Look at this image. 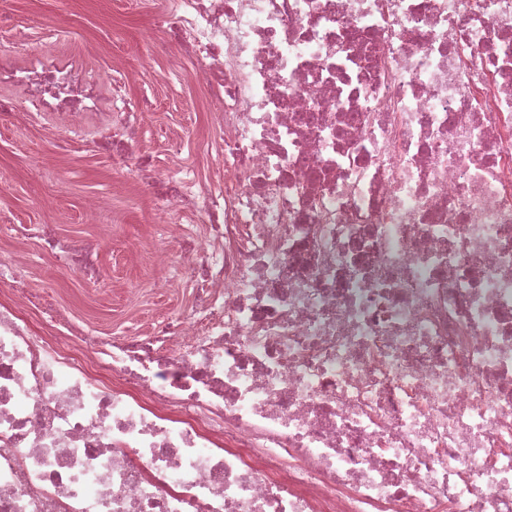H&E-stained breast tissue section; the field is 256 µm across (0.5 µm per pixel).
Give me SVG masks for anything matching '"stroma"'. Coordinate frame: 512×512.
<instances>
[{"label":"stroma","mask_w":512,"mask_h":512,"mask_svg":"<svg viewBox=\"0 0 512 512\" xmlns=\"http://www.w3.org/2000/svg\"><path fill=\"white\" fill-rule=\"evenodd\" d=\"M168 2L0 0V42H25L30 58L75 59L91 76L106 70L125 81L127 100L150 108L133 152L153 155L159 177L187 168L202 176L211 165L201 149L213 138L210 94L194 78L193 64L173 68L175 50L153 25ZM102 97L104 114L64 149L49 115L19 128L0 125V223L54 224L62 233L95 238L104 278L92 287L25 245L15 250L36 286L52 289L62 307L95 330L116 336L185 310L188 296L161 287L157 277L156 245L166 230L156 221L150 188L134 170L114 168L111 156L92 143L113 109L111 87H103ZM173 137L182 140L177 156L167 150ZM92 200L101 210L96 224L85 217Z\"/></svg>","instance_id":"obj_1"}]
</instances>
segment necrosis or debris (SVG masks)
I'll list each match as a JSON object with an SVG mask.
<instances>
[{
    "label": "necrosis or debris",
    "instance_id": "necrosis-or-debris-1",
    "mask_svg": "<svg viewBox=\"0 0 512 512\" xmlns=\"http://www.w3.org/2000/svg\"><path fill=\"white\" fill-rule=\"evenodd\" d=\"M218 159L151 185L189 307L93 333L4 224L0 512H512V0H172ZM77 133L92 87L16 71Z\"/></svg>",
    "mask_w": 512,
    "mask_h": 512
}]
</instances>
